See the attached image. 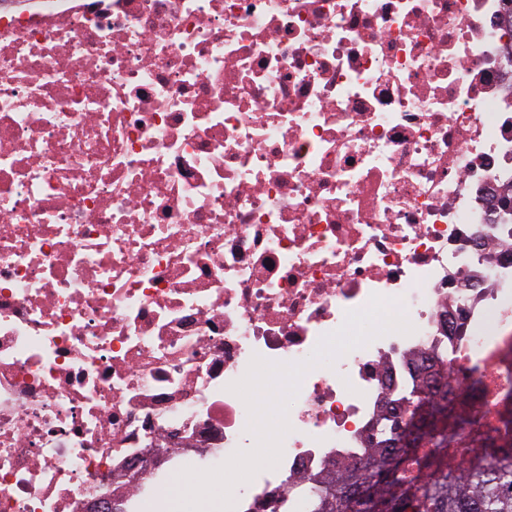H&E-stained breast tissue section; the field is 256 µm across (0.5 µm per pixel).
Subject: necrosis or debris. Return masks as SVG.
I'll return each instance as SVG.
<instances>
[{
    "label": "necrosis or debris",
    "mask_w": 512,
    "mask_h": 512,
    "mask_svg": "<svg viewBox=\"0 0 512 512\" xmlns=\"http://www.w3.org/2000/svg\"><path fill=\"white\" fill-rule=\"evenodd\" d=\"M504 0H0V512H145L250 450L230 384L371 295L235 512L313 486L448 397L512 405Z\"/></svg>",
    "instance_id": "necrosis-or-debris-1"
}]
</instances>
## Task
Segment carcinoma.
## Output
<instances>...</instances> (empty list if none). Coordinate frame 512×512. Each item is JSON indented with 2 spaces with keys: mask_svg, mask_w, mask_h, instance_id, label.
Listing matches in <instances>:
<instances>
[{
  "mask_svg": "<svg viewBox=\"0 0 512 512\" xmlns=\"http://www.w3.org/2000/svg\"><path fill=\"white\" fill-rule=\"evenodd\" d=\"M429 423L418 428L420 439L431 448L427 466L433 468L429 479L416 484L402 471L396 483L377 488L381 496L390 495L403 502L399 512H512V456L485 455L472 462L463 475H454L440 468L448 456V444L453 435L472 431L477 418L457 414L448 406V392L432 401ZM386 445L377 449L364 463L353 468L352 482L338 487L326 496L317 497L312 512H345L343 496L381 469L388 456L406 438L399 423L389 428Z\"/></svg>",
  "mask_w": 512,
  "mask_h": 512,
  "instance_id": "1",
  "label": "carcinoma"
}]
</instances>
